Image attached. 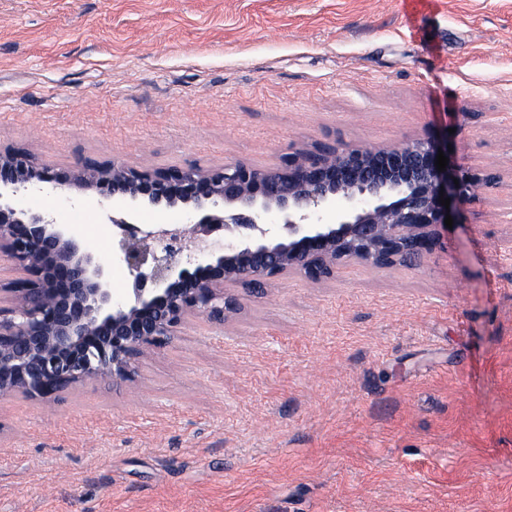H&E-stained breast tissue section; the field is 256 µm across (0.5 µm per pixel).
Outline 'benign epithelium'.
Listing matches in <instances>:
<instances>
[{"instance_id": "obj_1", "label": "benign epithelium", "mask_w": 512, "mask_h": 512, "mask_svg": "<svg viewBox=\"0 0 512 512\" xmlns=\"http://www.w3.org/2000/svg\"><path fill=\"white\" fill-rule=\"evenodd\" d=\"M448 138H408L393 147H330L288 155L275 167L238 161L206 170H136L119 161L71 169L41 166L21 149L0 150V256L27 278L0 306V397L54 401L99 378L130 381L140 362L177 336L192 316L222 326L239 310L231 287H261L302 272L335 276L348 262L415 267L442 240L446 215L490 181L467 169L435 166ZM57 189L93 192L108 216L132 278L114 299L109 261L47 211L22 209L17 197ZM450 199V206L440 198ZM343 205L335 222L320 213ZM182 207L191 225L132 222L142 205ZM232 235L215 249L207 238Z\"/></svg>"}]
</instances>
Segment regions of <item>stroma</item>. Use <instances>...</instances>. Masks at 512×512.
I'll list each match as a JSON object with an SVG mask.
<instances>
[{
	"label": "stroma",
	"mask_w": 512,
	"mask_h": 512,
	"mask_svg": "<svg viewBox=\"0 0 512 512\" xmlns=\"http://www.w3.org/2000/svg\"><path fill=\"white\" fill-rule=\"evenodd\" d=\"M443 134L493 181L422 267L239 285L133 380L0 398V512H512V0H0V147L42 165ZM17 204L126 298L95 194Z\"/></svg>",
	"instance_id": "1"
}]
</instances>
